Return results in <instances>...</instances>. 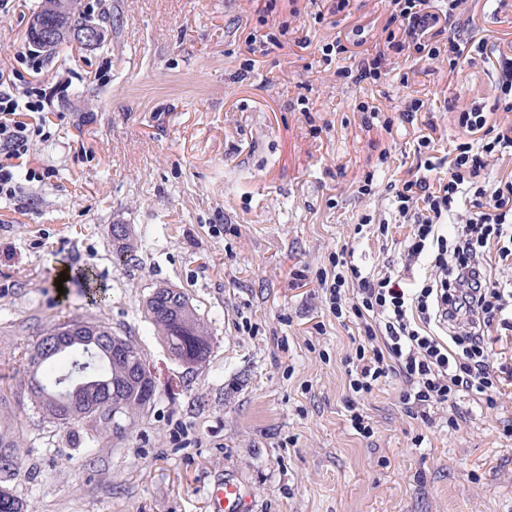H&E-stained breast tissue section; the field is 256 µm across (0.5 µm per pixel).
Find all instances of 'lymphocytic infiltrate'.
<instances>
[{
  "label": "lymphocytic infiltrate",
  "instance_id": "lymphocytic-infiltrate-1",
  "mask_svg": "<svg viewBox=\"0 0 512 512\" xmlns=\"http://www.w3.org/2000/svg\"><path fill=\"white\" fill-rule=\"evenodd\" d=\"M382 49L363 57L356 67H337L348 55L341 39L318 46L321 67H337L341 78L377 84L388 76L389 56L402 55L413 64H428L447 55L449 68L486 59L485 41L468 37L476 25L464 0H447L443 9L428 11V0H393ZM67 82L54 86L18 85L0 72V199L22 191L15 163L30 150L37 128L20 120L23 112H49L63 98ZM462 139L451 159L439 158L432 136H421L414 149L416 165L391 185L400 223L409 225L404 244L406 266L430 258L433 277L408 287L394 264L376 273H362L346 258H336L323 272L320 286L338 321L355 319L358 343L347 372L349 421L361 436L373 428L360 401L382 378L395 375L404 385L401 401L412 416L429 419L431 409L449 408V425L461 414L456 399L463 393L484 397L496 407L502 369L493 361L492 331H512V284L494 278L486 261L489 251L512 260V177L489 184L491 157L512 152V127L489 124L483 106L459 113ZM469 215L454 234L442 228L459 205ZM450 331L442 341L439 331Z\"/></svg>",
  "mask_w": 512,
  "mask_h": 512
}]
</instances>
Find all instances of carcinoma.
<instances>
[{
  "mask_svg": "<svg viewBox=\"0 0 512 512\" xmlns=\"http://www.w3.org/2000/svg\"><path fill=\"white\" fill-rule=\"evenodd\" d=\"M33 16L42 19L47 28L62 30V43L76 39L90 23L83 10L82 0H71L67 11L54 10L50 0H41L40 9ZM146 311L157 335L172 356L178 360L191 358L196 365L206 360L210 350L208 330L184 292L157 288L146 301ZM98 354L99 361L89 370V377L76 378L80 403L63 407L57 381L67 364L68 352L48 347L43 337H38L34 345L24 353L26 390L32 404L44 414L54 409L63 411L57 420L61 425H72L88 419L106 426L112 421L110 414H98L89 410V407L103 402L111 395L112 383L121 382L127 385L122 398V413L126 417L136 415L142 409L143 389L135 382H128L135 374L132 363L119 358L111 361L101 350ZM17 447L19 443L11 429L1 427L0 470L7 471L14 467ZM0 512H27V504L12 492L3 491L0 493Z\"/></svg>",
  "mask_w": 512,
  "mask_h": 512,
  "instance_id": "1",
  "label": "carcinoma"
}]
</instances>
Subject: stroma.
<instances>
[{
	"label": "stroma",
	"mask_w": 512,
	"mask_h": 512,
	"mask_svg": "<svg viewBox=\"0 0 512 512\" xmlns=\"http://www.w3.org/2000/svg\"><path fill=\"white\" fill-rule=\"evenodd\" d=\"M40 2L0 9V69L72 79L42 116L26 163L36 179L0 202V424L20 441L0 487L28 512H210L220 479L241 484L251 512H512V378L495 408L460 397L456 428L441 408L410 417L399 378L382 379L363 399L374 433L361 437L346 410L357 327L318 286L342 251L367 272L401 264L408 225L386 240L355 226L391 218L388 187L420 135L450 147L457 112L478 103L512 126L494 107L499 66L393 56L370 86L314 65L313 46L358 28L365 48L381 45L391 0H352L350 16L322 25L311 0H279L270 15L267 0H88L112 24L104 45H59L36 75L19 56ZM468 7L478 37L512 50L497 0ZM262 14L288 22L290 43L251 66L245 40ZM415 97L416 120L399 121ZM363 100L381 118L358 111ZM368 173L378 191L357 196ZM116 224L133 234L131 263L116 258ZM69 269L89 272L92 290H57ZM164 285L208 329L197 366L172 357L144 314ZM70 320L131 337L147 359L154 398L121 432L55 423L25 393L24 347Z\"/></svg>",
	"instance_id": "35a3bbf8"
}]
</instances>
